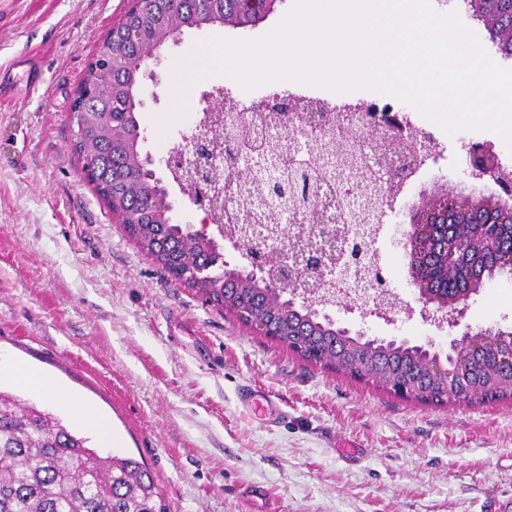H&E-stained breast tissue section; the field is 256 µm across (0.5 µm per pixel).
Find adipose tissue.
Returning a JSON list of instances; mask_svg holds the SVG:
<instances>
[{
    "instance_id": "adipose-tissue-1",
    "label": "adipose tissue",
    "mask_w": 512,
    "mask_h": 512,
    "mask_svg": "<svg viewBox=\"0 0 512 512\" xmlns=\"http://www.w3.org/2000/svg\"><path fill=\"white\" fill-rule=\"evenodd\" d=\"M2 372L15 373L20 382L34 385L50 399L63 403L73 424L93 434L102 447L109 448L118 442L119 436L109 420L92 405L80 401L63 387L46 382L28 370L13 369L12 365L7 363H0V373Z\"/></svg>"
}]
</instances>
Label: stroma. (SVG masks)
Returning <instances> with one entry per match:
<instances>
[{"label":"stroma","instance_id":"35a3bbf8","mask_svg":"<svg viewBox=\"0 0 512 512\" xmlns=\"http://www.w3.org/2000/svg\"><path fill=\"white\" fill-rule=\"evenodd\" d=\"M126 0H0V356L66 387L120 433L115 454L148 467L173 512H503L512 502V398L423 405L371 381L303 360L233 313L180 285L126 233L82 174L71 106L87 65ZM293 6L281 0L255 28L183 29L165 44L156 100L138 113L141 153L178 145L188 117L213 99L207 44L264 36ZM21 54L37 62L26 88ZM188 103L172 111L175 86ZM433 154L389 195L376 247L400 302L388 318L325 307L367 338L447 349L464 326L512 329V276L485 280L465 324L424 322L400 244L412 205L433 190L494 196L466 171L468 144L488 130L447 134L412 106ZM177 220L219 238L165 168ZM254 395L243 402V391Z\"/></svg>","mask_w":512,"mask_h":512}]
</instances>
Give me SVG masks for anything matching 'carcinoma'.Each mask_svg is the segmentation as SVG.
<instances>
[{
  "mask_svg": "<svg viewBox=\"0 0 512 512\" xmlns=\"http://www.w3.org/2000/svg\"><path fill=\"white\" fill-rule=\"evenodd\" d=\"M476 18L492 17L497 31L512 33V0H462ZM176 9L181 25L200 28L210 20L233 27H254L272 12L270 0H154L148 9L125 13L99 44L97 51L110 52L126 60L127 68L100 73L87 67L73 105L82 107L74 114L77 131L74 149L83 162L92 166L88 181L135 240L138 247L173 279L192 288L206 301L224 305V260L212 255L216 246L206 234L189 224H175L147 199L146 190L155 187L154 170L146 163L140 181L130 178L127 157L132 154L131 131L138 120L130 101V88L141 77L139 46L128 38L131 29L147 37L166 35L171 9ZM235 125L233 143L244 142L253 134L251 121L234 112L228 115ZM344 119L334 116L327 126L314 133L316 155L339 156L343 167L363 188L354 223L363 234L350 242L361 255L358 287L377 288V267L367 253V241L374 231L395 184L375 182L359 154L356 142L340 135ZM482 173L498 181H509L512 172L503 168L496 156L488 158ZM332 182L326 172L285 171L277 196L295 208L306 223H314L308 198L318 183ZM261 186L235 181V197L229 201L228 215L210 212L213 223L227 219L234 231L251 218ZM432 224L421 252L409 249L410 265L417 273L419 287L433 294L454 298L466 291L476 293L484 279L497 272L512 274V210L501 200L490 197L428 216ZM484 224L499 225V237L490 246L474 247L454 259L437 252L433 241L461 229L473 236ZM238 308L233 314L245 323L263 316L269 309L265 289L244 281L236 292ZM278 340L291 350L303 346L299 355L307 362L322 365L355 378L371 380L392 391L403 381L417 388L412 399L441 405L456 399L443 394L429 375L418 353L410 346L382 345L375 340L350 341L318 310L304 308L284 312L273 325ZM473 341L479 348L462 346L450 352L448 360L461 362L467 369L462 392L470 403L493 402L512 393V368L501 361L504 349L512 346V331L481 329ZM89 439L71 431L53 414L0 392V512H172L152 474L130 457L101 456L88 446Z\"/></svg>",
  "mask_w": 512,
  "mask_h": 512,
  "instance_id": "obj_1",
  "label": "carcinoma"
}]
</instances>
